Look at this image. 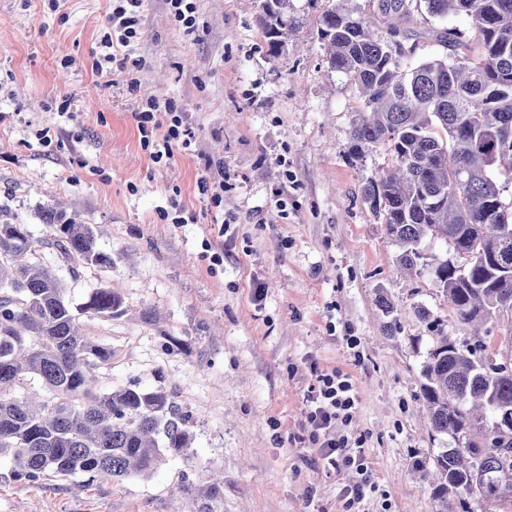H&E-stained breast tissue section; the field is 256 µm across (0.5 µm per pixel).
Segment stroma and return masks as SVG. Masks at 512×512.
I'll return each instance as SVG.
<instances>
[{
  "label": "stroma",
  "mask_w": 512,
  "mask_h": 512,
  "mask_svg": "<svg viewBox=\"0 0 512 512\" xmlns=\"http://www.w3.org/2000/svg\"><path fill=\"white\" fill-rule=\"evenodd\" d=\"M48 3L0 0V218L41 236L40 210L57 203L96 225L111 265L58 274L77 303L102 281L122 292L126 313L83 321L112 347L100 387L174 392L193 458L81 493L13 480L1 460L0 512H182L172 486L213 472L224 512H350L342 490L357 474L325 466L304 427L316 376L333 369L353 377L361 404L344 432L373 466L359 512H440L428 474L446 441L420 396L430 333L413 309L448 308L428 275H397L398 249L362 199L388 157L348 154L364 104L319 40L339 0H288L297 24L276 57L259 0H196L192 35L146 0L131 75L182 106L195 134L166 165L141 142L125 81L91 69L110 0ZM209 163L224 169L218 207L197 187ZM175 201L194 222L175 223Z\"/></svg>",
  "instance_id": "35a3bbf8"
}]
</instances>
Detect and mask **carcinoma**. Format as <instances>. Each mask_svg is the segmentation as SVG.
Returning a JSON list of instances; mask_svg holds the SVG:
<instances>
[{"label":"carcinoma","mask_w":512,"mask_h":512,"mask_svg":"<svg viewBox=\"0 0 512 512\" xmlns=\"http://www.w3.org/2000/svg\"><path fill=\"white\" fill-rule=\"evenodd\" d=\"M348 2L323 14L319 39L328 69L354 82L364 102L350 153L383 146L390 156L362 197L399 246L398 266L429 273L451 321L476 327L459 344L448 320L414 310L432 333L420 387L430 429L453 443L433 457L432 497L441 512H471L475 497L512 512V203L503 200L512 186V0H377L391 20L386 38ZM420 7L441 21L466 16L479 54L443 27L436 37L448 54L406 65L401 26ZM258 22L269 55H279L296 23L288 0H260ZM41 218L43 238L27 224L0 222V459L17 481L50 472L78 488L148 479L169 457L190 459L191 414L165 387L96 386L112 347L88 335L80 318L124 312L118 289L101 283L74 306L42 256L55 251L74 275L111 265L95 225L51 205ZM428 239L451 246L453 256L423 269ZM176 490L187 512H224L219 474Z\"/></svg>","instance_id":"cac0c4a2"}]
</instances>
